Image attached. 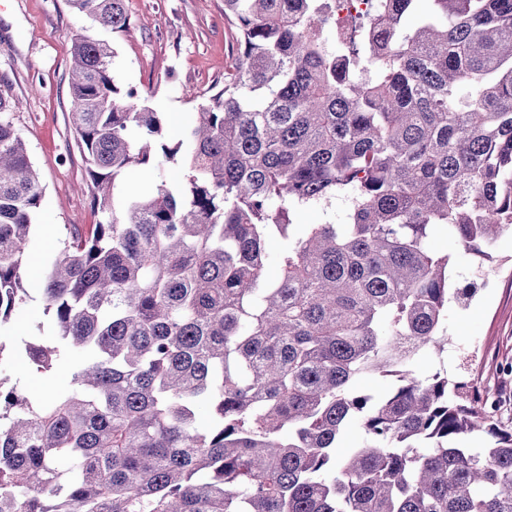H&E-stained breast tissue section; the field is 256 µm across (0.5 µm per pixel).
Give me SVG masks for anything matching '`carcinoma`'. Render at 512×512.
<instances>
[{"instance_id":"carcinoma-1","label":"carcinoma","mask_w":512,"mask_h":512,"mask_svg":"<svg viewBox=\"0 0 512 512\" xmlns=\"http://www.w3.org/2000/svg\"><path fill=\"white\" fill-rule=\"evenodd\" d=\"M414 2L377 0L350 52L336 0H224L240 51L176 142L115 85L108 44L75 42L72 123L107 220L62 240L58 333L19 350L70 384L0 381V512H512V429L473 383L418 371L470 294L433 228L483 259L512 230V0H430L408 28ZM69 3L130 30L123 0ZM14 109L0 97V325L43 198ZM136 166L178 176L118 212ZM338 195L341 223H295ZM352 422L364 440L339 459Z\"/></svg>"}]
</instances>
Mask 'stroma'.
<instances>
[{
    "label": "stroma",
    "instance_id": "obj_1",
    "mask_svg": "<svg viewBox=\"0 0 512 512\" xmlns=\"http://www.w3.org/2000/svg\"><path fill=\"white\" fill-rule=\"evenodd\" d=\"M124 7L134 28L129 36L95 26L68 0H0V95L20 103L12 122L44 187L22 269L28 296L0 325V339L30 335L39 324L52 332L43 299L45 271L70 225L104 220L71 121L74 41L88 36L108 42L115 84L135 90L156 111L178 115V126L168 130L176 140L188 131L198 105L223 89L224 70L238 52L224 0H124ZM430 246L452 256L456 285H475L476 292L449 303L448 343L425 355L419 372L474 383L496 401L501 425L512 428V233L497 238L488 260L464 252L441 228ZM0 381L43 392L64 388L69 376L48 381L24 359L7 356L0 360Z\"/></svg>",
    "mask_w": 512,
    "mask_h": 512
}]
</instances>
